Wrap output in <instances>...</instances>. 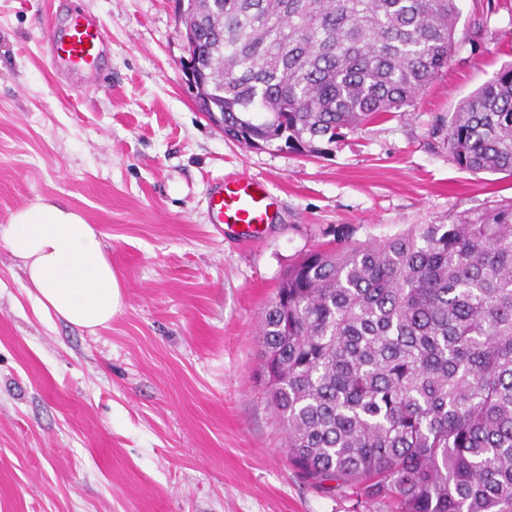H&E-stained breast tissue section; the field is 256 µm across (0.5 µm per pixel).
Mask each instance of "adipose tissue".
Listing matches in <instances>:
<instances>
[{"label": "adipose tissue", "instance_id": "ef3b65f1", "mask_svg": "<svg viewBox=\"0 0 512 512\" xmlns=\"http://www.w3.org/2000/svg\"><path fill=\"white\" fill-rule=\"evenodd\" d=\"M4 242L38 307L90 332L108 326L124 307L121 281L101 232L68 206L36 198L0 224Z\"/></svg>", "mask_w": 512, "mask_h": 512}]
</instances>
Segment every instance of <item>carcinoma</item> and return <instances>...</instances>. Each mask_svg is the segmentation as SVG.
<instances>
[{"instance_id": "cac0c4a2", "label": "carcinoma", "mask_w": 512, "mask_h": 512, "mask_svg": "<svg viewBox=\"0 0 512 512\" xmlns=\"http://www.w3.org/2000/svg\"><path fill=\"white\" fill-rule=\"evenodd\" d=\"M457 0H186L224 138L318 154L413 105L457 53ZM448 152L512 176V63L465 96ZM265 388L318 490L399 512H512V201L326 247L262 319Z\"/></svg>"}]
</instances>
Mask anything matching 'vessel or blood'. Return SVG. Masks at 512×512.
Wrapping results in <instances>:
<instances>
[{"label":"vessel or blood","mask_w":512,"mask_h":512,"mask_svg":"<svg viewBox=\"0 0 512 512\" xmlns=\"http://www.w3.org/2000/svg\"><path fill=\"white\" fill-rule=\"evenodd\" d=\"M102 43L103 32L97 20L74 13L50 39L48 54L52 60L63 61L70 73L90 83L99 73ZM272 207L273 197L266 181L247 175L228 176L213 183L207 196L210 222L244 238L272 221Z\"/></svg>","instance_id":"vessel-or-blood-1"}]
</instances>
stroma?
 Returning a JSON list of instances; mask_svg holds the SVG:
<instances>
[{
  "label": "stroma",
  "mask_w": 512,
  "mask_h": 512,
  "mask_svg": "<svg viewBox=\"0 0 512 512\" xmlns=\"http://www.w3.org/2000/svg\"><path fill=\"white\" fill-rule=\"evenodd\" d=\"M105 34L75 90L45 43L61 4ZM460 50L413 106L320 156L247 149L185 84L175 0H0V224L36 198L104 235L125 305L88 332L40 310L0 241V512H392L311 487L259 379L260 327L288 266L512 199V177L448 152L460 100L512 62V0H459ZM267 181L249 245L214 232L210 184Z\"/></svg>",
  "instance_id": "1"
}]
</instances>
